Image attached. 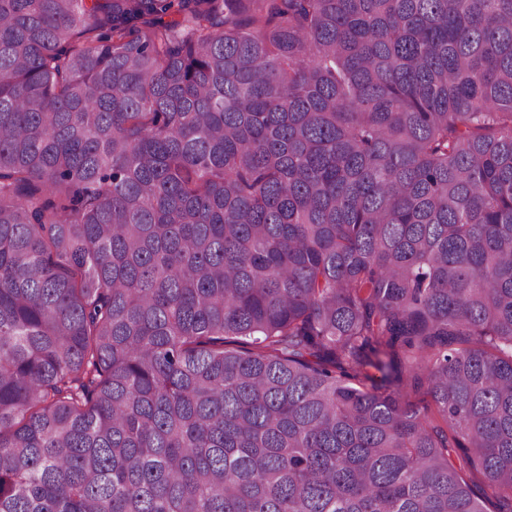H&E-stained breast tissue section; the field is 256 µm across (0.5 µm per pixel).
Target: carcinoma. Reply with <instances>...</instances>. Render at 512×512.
<instances>
[{
    "mask_svg": "<svg viewBox=\"0 0 512 512\" xmlns=\"http://www.w3.org/2000/svg\"><path fill=\"white\" fill-rule=\"evenodd\" d=\"M0 512H512V0H0Z\"/></svg>",
    "mask_w": 512,
    "mask_h": 512,
    "instance_id": "carcinoma-1",
    "label": "carcinoma"
}]
</instances>
